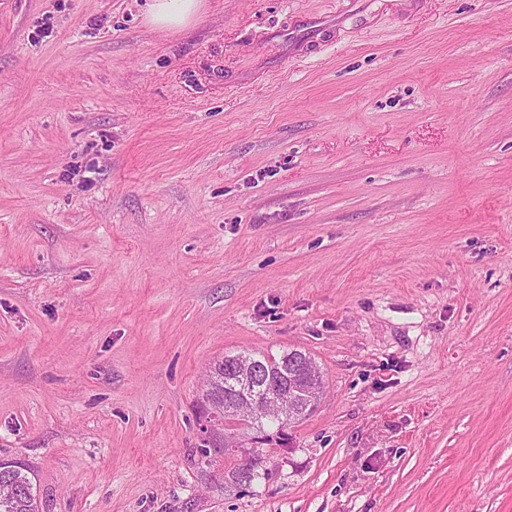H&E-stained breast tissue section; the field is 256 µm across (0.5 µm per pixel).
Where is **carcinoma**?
Here are the masks:
<instances>
[{
	"mask_svg": "<svg viewBox=\"0 0 512 512\" xmlns=\"http://www.w3.org/2000/svg\"><path fill=\"white\" fill-rule=\"evenodd\" d=\"M302 355L304 352L299 349L283 350L278 354L262 352L257 355L242 352L225 355L214 363L210 370L203 393L205 404L201 405V413L207 414L208 405L217 411L224 410L226 404L231 402L233 394L244 398L257 393V383L243 372L246 364L257 362L265 370L275 374L287 368L288 362L294 357ZM310 414L309 410L301 411L286 421H270L260 414H254L242 427V433L250 436L252 443L257 445L255 451L261 454L262 446L276 439L281 442L289 440L287 426L303 420ZM218 441L217 437H203L197 446L201 462L209 467L216 461V457L212 456L211 447ZM270 473L269 469L246 472L240 464L235 463L224 468V484L227 487L246 490L257 480L268 478ZM0 512H39L33 481L29 477V472L17 462L0 463Z\"/></svg>",
	"mask_w": 512,
	"mask_h": 512,
	"instance_id": "1",
	"label": "carcinoma"
}]
</instances>
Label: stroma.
Returning a JSON list of instances; mask_svg holds the SVG:
<instances>
[{"mask_svg":"<svg viewBox=\"0 0 512 512\" xmlns=\"http://www.w3.org/2000/svg\"><path fill=\"white\" fill-rule=\"evenodd\" d=\"M0 0V460L40 512H512V0ZM325 377L225 488L204 375ZM150 1L147 8L151 23L162 30H178L195 18L202 0Z\"/></svg>","mask_w":512,"mask_h":512,"instance_id":"35a3bbf8","label":"stroma"}]
</instances>
